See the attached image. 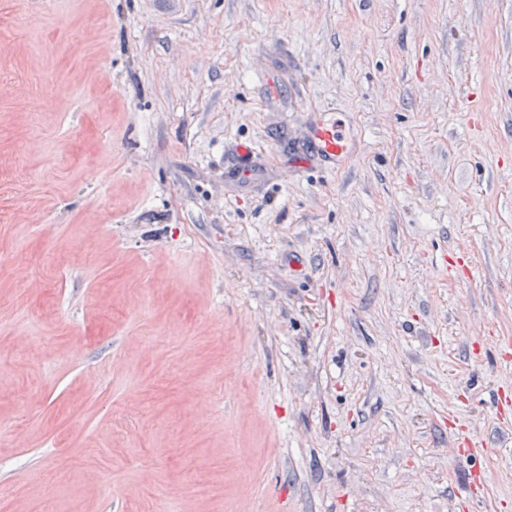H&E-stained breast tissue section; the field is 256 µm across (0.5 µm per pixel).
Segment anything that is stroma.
I'll use <instances>...</instances> for the list:
<instances>
[{"instance_id":"stroma-1","label":"stroma","mask_w":512,"mask_h":512,"mask_svg":"<svg viewBox=\"0 0 512 512\" xmlns=\"http://www.w3.org/2000/svg\"><path fill=\"white\" fill-rule=\"evenodd\" d=\"M503 335L512 0H0V512H501ZM354 154V142L346 122L335 117H320L309 125L295 156L300 163L317 161L337 172L350 163Z\"/></svg>"}]
</instances>
